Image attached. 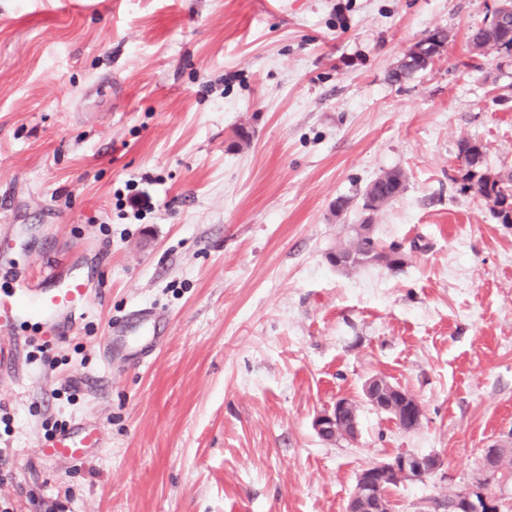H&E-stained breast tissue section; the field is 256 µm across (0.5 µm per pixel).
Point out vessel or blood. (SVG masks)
<instances>
[{"label":"vessel or blood","mask_w":512,"mask_h":512,"mask_svg":"<svg viewBox=\"0 0 512 512\" xmlns=\"http://www.w3.org/2000/svg\"><path fill=\"white\" fill-rule=\"evenodd\" d=\"M92 286L80 271L79 260L50 269H39L29 281L12 294L0 297V360L12 357V343L17 325L34 321L40 324L49 342L71 335L79 319L90 308ZM167 317L155 307L132 308L123 319L108 324L101 343L104 352H112L114 344L133 337L141 356H149L161 342L159 332ZM101 433L98 424L82 421L66 427L47 438L41 452L66 465L81 462L89 449L99 447Z\"/></svg>","instance_id":"b4317fda"}]
</instances>
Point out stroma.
I'll return each mask as SVG.
<instances>
[{"mask_svg":"<svg viewBox=\"0 0 512 512\" xmlns=\"http://www.w3.org/2000/svg\"><path fill=\"white\" fill-rule=\"evenodd\" d=\"M499 0H0V225L11 291L93 251V302L66 340L0 363V512H344L401 452L444 467L391 494L444 512L512 441V224L462 188L460 138L512 167V55L471 53ZM442 57L388 73L434 30ZM407 188L374 218L401 269L340 271L365 186ZM348 207L337 212V199ZM169 319L150 360L104 359L110 321ZM387 379L423 417L370 405ZM356 440L313 427L337 399ZM101 424L67 467L52 425Z\"/></svg>","mask_w":512,"mask_h":512,"instance_id":"stroma-1","label":"stroma"}]
</instances>
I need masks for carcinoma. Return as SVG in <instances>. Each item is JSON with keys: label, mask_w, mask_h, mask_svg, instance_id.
Segmentation results:
<instances>
[{"label": "carcinoma", "mask_w": 512, "mask_h": 512, "mask_svg": "<svg viewBox=\"0 0 512 512\" xmlns=\"http://www.w3.org/2000/svg\"><path fill=\"white\" fill-rule=\"evenodd\" d=\"M471 51L482 55L490 51L501 52V48L512 45V13L503 17V21L496 24L486 22L470 30L468 37ZM418 69L415 65L404 62L396 65L389 74L393 82H401L412 78ZM458 156L465 159V179L467 184L463 189L472 190L483 198L490 206L493 216L505 224L508 214L498 209L505 201L506 194L512 193V170L490 171L486 169V147L468 138L458 142ZM407 178L400 169L385 171L373 179L365 187L363 199L370 202L372 212L390 204L403 194L406 189ZM334 251L351 258L348 270H356L371 264L369 255L377 252H388L394 259L385 264L388 269H396L403 265L402 256L393 247L386 249L376 236H366L360 231V225L350 227L347 236L336 244Z\"/></svg>", "instance_id": "carcinoma-1"}]
</instances>
